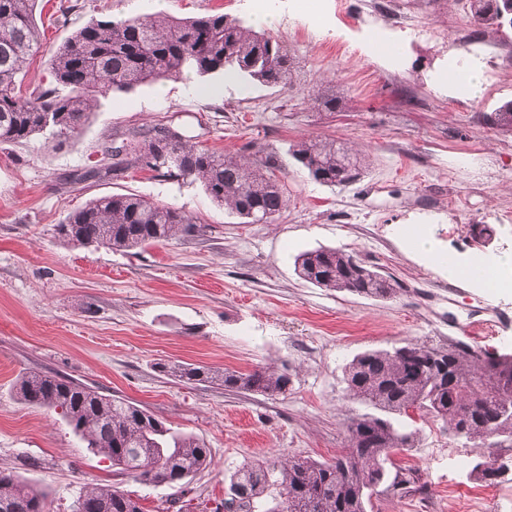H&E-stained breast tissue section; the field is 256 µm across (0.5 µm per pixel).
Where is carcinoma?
Wrapping results in <instances>:
<instances>
[{"mask_svg":"<svg viewBox=\"0 0 512 512\" xmlns=\"http://www.w3.org/2000/svg\"><path fill=\"white\" fill-rule=\"evenodd\" d=\"M507 0H468L471 19L483 35L500 24ZM38 0H0V144H23L51 132L55 145L77 136L89 122L91 107L114 90L176 78L186 71L204 77L222 72L249 83L276 86L289 74L288 50L278 38L251 29L223 14L191 19L95 20L73 31L49 52L56 86L22 97L16 85L26 60L42 46L36 22ZM68 89L61 95L57 87ZM493 125L512 130V102L494 113ZM103 155L117 169L139 166L163 177L200 181L205 193L242 223L260 214L273 220L287 205L283 186L263 166L230 153L193 145L177 129L153 127L137 132ZM294 159L315 182L336 187L357 179L361 154L327 139L299 141ZM200 225L183 211L132 194L96 197L57 225L62 240L96 243L129 251L190 236ZM304 281L321 288L367 298H391L397 283L368 268L350 253L320 248L295 258ZM349 394L375 414H351L345 422L348 450L332 462L274 455L244 464L224 489L215 512H367L375 489L404 497L421 493V475L412 467L390 470L392 455L412 445L413 432L399 421L419 405L448 426V435L488 447L512 442V354L482 357L469 345L408 344L391 351L355 356L345 370ZM188 381L218 380L226 389L279 396L288 392L286 372L258 367L248 373L204 366H180ZM20 399L36 408L59 409L87 447L101 449L121 471L136 469L144 483H158L165 472L186 480L211 463L209 449L178 432L146 409L117 400L56 375L31 374L19 385ZM473 479L512 481V458L488 454L475 461ZM45 495L20 477L0 471V512H33ZM73 512H142L139 499L106 486L79 497Z\"/></svg>","mask_w":512,"mask_h":512,"instance_id":"1","label":"carcinoma"}]
</instances>
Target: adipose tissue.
<instances>
[{
	"mask_svg": "<svg viewBox=\"0 0 512 512\" xmlns=\"http://www.w3.org/2000/svg\"><path fill=\"white\" fill-rule=\"evenodd\" d=\"M409 245L449 278L466 279L475 288L485 290L512 283V251L488 258H464L441 248L432 237L419 231L412 232Z\"/></svg>",
	"mask_w": 512,
	"mask_h": 512,
	"instance_id": "1",
	"label": "adipose tissue"
}]
</instances>
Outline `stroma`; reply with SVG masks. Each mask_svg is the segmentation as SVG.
Wrapping results in <instances>:
<instances>
[{"label": "stroma", "mask_w": 512, "mask_h": 512, "mask_svg": "<svg viewBox=\"0 0 512 512\" xmlns=\"http://www.w3.org/2000/svg\"><path fill=\"white\" fill-rule=\"evenodd\" d=\"M221 13L254 23L249 0H41L42 50L29 57L21 88L53 86L46 53L95 19L190 18ZM270 34L287 47L292 71L267 87L223 74L142 85L102 99L91 122L62 148L45 138L0 144V470L46 495L45 512H72L94 487L138 497L143 512H214L224 482L243 463L286 455L329 461L347 446L349 362L368 350L413 341H461L512 353V289L478 291L451 281L403 244L424 225L463 255L512 251V132L485 118L512 101V25L463 53L475 25L461 0H277ZM391 49H373L370 34ZM479 60L476 91L446 84L448 63ZM331 88L336 109L312 101ZM174 126L200 146L262 163L288 197L267 223L243 224L200 183L136 167L92 181L75 171L102 164L105 145L138 130ZM362 149L367 166L346 186L309 178L291 152L304 136ZM135 194L192 216L201 230L129 252L75 246L57 224L89 200ZM489 235L478 237L474 226ZM336 248L391 276L390 299L319 288L300 279L301 252ZM183 363L248 372L287 369V394L268 397L170 373ZM33 373L58 375L143 408L209 448L211 465L187 486L141 484L88 447L60 411L22 403ZM412 447L396 465L419 469L426 491L372 497V512H455L481 496L478 512H512V483L470 478L477 448L449 437L429 416L408 421Z\"/></svg>", "instance_id": "obj_1"}]
</instances>
